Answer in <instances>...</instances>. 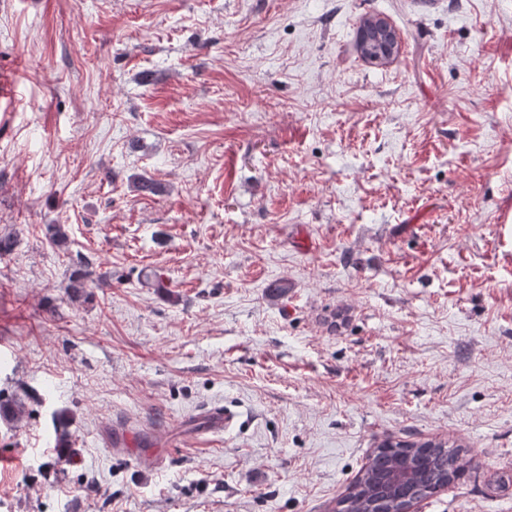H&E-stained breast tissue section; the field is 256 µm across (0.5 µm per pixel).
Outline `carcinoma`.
<instances>
[{
    "mask_svg": "<svg viewBox=\"0 0 512 512\" xmlns=\"http://www.w3.org/2000/svg\"><path fill=\"white\" fill-rule=\"evenodd\" d=\"M376 32L373 18L361 19L359 48L367 59L373 55ZM477 467L475 458L461 457L445 442L382 444L368 456L339 504L344 512H398L406 500L429 498Z\"/></svg>",
    "mask_w": 512,
    "mask_h": 512,
    "instance_id": "1",
    "label": "carcinoma"
}]
</instances>
